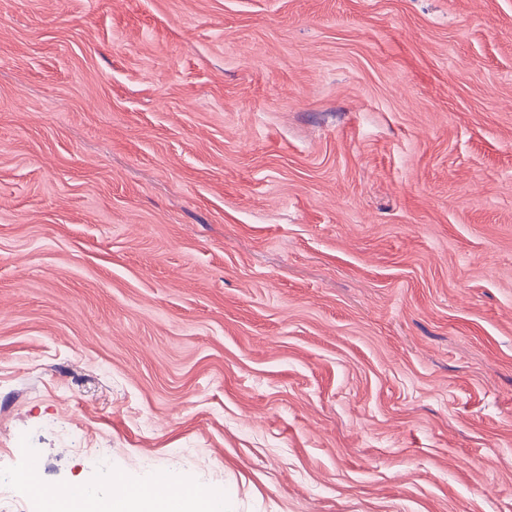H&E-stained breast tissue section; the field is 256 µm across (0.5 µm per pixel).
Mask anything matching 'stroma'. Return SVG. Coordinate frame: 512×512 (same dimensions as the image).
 <instances>
[{
  "label": "stroma",
  "instance_id": "obj_1",
  "mask_svg": "<svg viewBox=\"0 0 512 512\" xmlns=\"http://www.w3.org/2000/svg\"><path fill=\"white\" fill-rule=\"evenodd\" d=\"M0 448L512 512V0H0Z\"/></svg>",
  "mask_w": 512,
  "mask_h": 512
}]
</instances>
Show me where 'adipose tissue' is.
Segmentation results:
<instances>
[{"label":"adipose tissue","mask_w":512,"mask_h":512,"mask_svg":"<svg viewBox=\"0 0 512 512\" xmlns=\"http://www.w3.org/2000/svg\"><path fill=\"white\" fill-rule=\"evenodd\" d=\"M46 512H222L220 502L198 486L183 484L159 492L152 484L132 485L112 476L108 495L75 494L64 489L44 497Z\"/></svg>","instance_id":"adipose-tissue-1"}]
</instances>
